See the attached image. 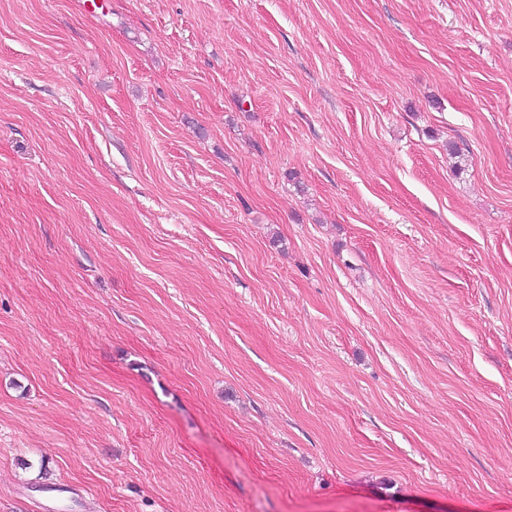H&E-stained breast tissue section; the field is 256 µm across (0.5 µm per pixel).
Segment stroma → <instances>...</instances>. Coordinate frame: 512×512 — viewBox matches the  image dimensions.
Here are the masks:
<instances>
[{"label": "stroma", "mask_w": 512, "mask_h": 512, "mask_svg": "<svg viewBox=\"0 0 512 512\" xmlns=\"http://www.w3.org/2000/svg\"><path fill=\"white\" fill-rule=\"evenodd\" d=\"M0 0V512H512V0Z\"/></svg>", "instance_id": "35a3bbf8"}]
</instances>
